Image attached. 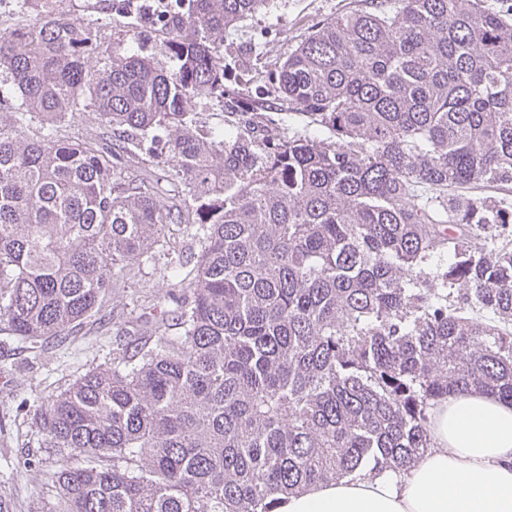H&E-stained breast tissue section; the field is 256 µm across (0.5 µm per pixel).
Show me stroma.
<instances>
[{
    "label": "stroma",
    "mask_w": 512,
    "mask_h": 512,
    "mask_svg": "<svg viewBox=\"0 0 512 512\" xmlns=\"http://www.w3.org/2000/svg\"><path fill=\"white\" fill-rule=\"evenodd\" d=\"M354 0H268L265 7L236 27L226 30L221 51L238 71L273 68L291 51L301 34L320 20L351 7ZM57 13L96 30L105 46L125 49L136 40L142 56L170 71V55L160 17L144 18L129 0H57ZM164 261L146 266L113 306L104 307L110 322L85 323L71 339L45 349H28L0 333V498L10 501L9 512H53L57 492L52 475L69 459L68 454L45 447L35 421L23 428L13 424L15 396L28 398L30 406L59 391L92 365L110 360L127 324L143 312L144 303L160 294ZM39 462L43 473L31 481L25 460Z\"/></svg>",
    "instance_id": "obj_1"
}]
</instances>
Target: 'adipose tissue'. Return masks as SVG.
<instances>
[{"label": "adipose tissue", "instance_id": "ef3b65f1", "mask_svg": "<svg viewBox=\"0 0 512 512\" xmlns=\"http://www.w3.org/2000/svg\"><path fill=\"white\" fill-rule=\"evenodd\" d=\"M429 434L408 469L314 485L281 512H512L511 403L449 393L430 410Z\"/></svg>", "mask_w": 512, "mask_h": 512}]
</instances>
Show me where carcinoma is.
<instances>
[{"instance_id":"cac0c4a2","label":"carcinoma","mask_w":512,"mask_h":512,"mask_svg":"<svg viewBox=\"0 0 512 512\" xmlns=\"http://www.w3.org/2000/svg\"><path fill=\"white\" fill-rule=\"evenodd\" d=\"M34 1L39 17L0 32L16 101L0 113V332L61 340L169 258L145 340L38 405L44 445L70 450L57 512H280L416 463L451 389L512 403V218L475 193L512 184V0H362L311 27L258 99L220 46L267 0L178 6L173 72L53 0L19 13ZM202 98L250 119L202 135ZM89 106L121 141L62 135ZM272 108L309 122L261 135ZM160 147L178 201L125 176L123 154ZM436 253L450 262L432 275Z\"/></svg>"}]
</instances>
